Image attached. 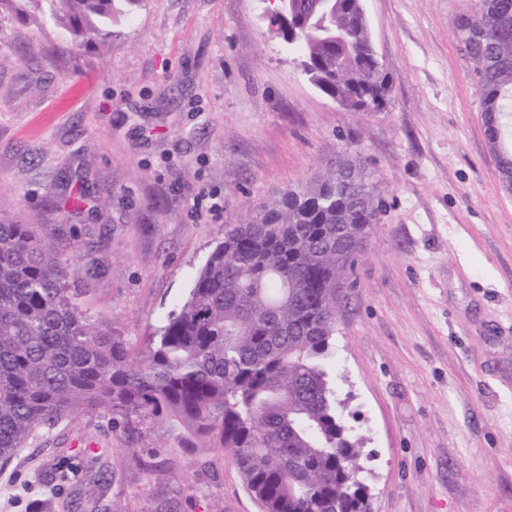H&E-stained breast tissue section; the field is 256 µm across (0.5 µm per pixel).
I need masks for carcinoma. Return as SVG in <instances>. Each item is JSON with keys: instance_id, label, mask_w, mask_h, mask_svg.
<instances>
[{"instance_id": "1", "label": "carcinoma", "mask_w": 512, "mask_h": 512, "mask_svg": "<svg viewBox=\"0 0 512 512\" xmlns=\"http://www.w3.org/2000/svg\"><path fill=\"white\" fill-rule=\"evenodd\" d=\"M143 0H0L32 5L73 43L116 36ZM310 82L352 111L388 93L363 0H288L275 20ZM494 145L512 143V0L458 19ZM385 203L344 149L302 187L224 227L188 297L135 353L83 313L88 271L31 224L0 222V461L77 408L105 409L129 433L170 420L184 448L229 452L263 512H370L362 446L342 423L329 370L336 299Z\"/></svg>"}]
</instances>
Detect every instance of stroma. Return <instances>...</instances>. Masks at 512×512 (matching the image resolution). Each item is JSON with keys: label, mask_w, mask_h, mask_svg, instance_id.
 Wrapping results in <instances>:
<instances>
[{"label": "stroma", "mask_w": 512, "mask_h": 512, "mask_svg": "<svg viewBox=\"0 0 512 512\" xmlns=\"http://www.w3.org/2000/svg\"><path fill=\"white\" fill-rule=\"evenodd\" d=\"M478 0H364L389 83L348 110L269 34L263 0H145L107 41L0 21V220L94 266L84 313L132 351L224 227L342 147L387 211L337 304L336 392L372 512H512V193L458 17ZM80 409L0 465V512H262L228 452Z\"/></svg>", "instance_id": "1"}]
</instances>
